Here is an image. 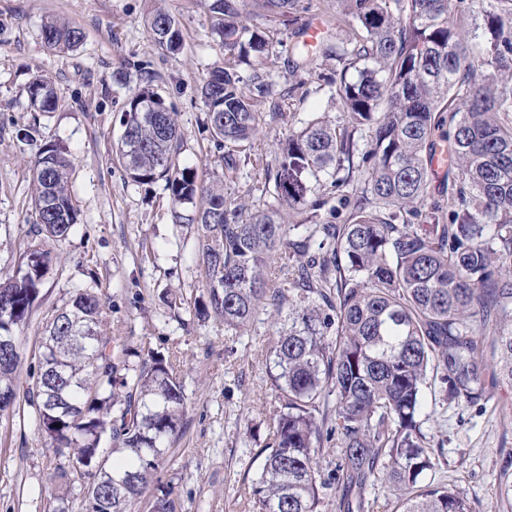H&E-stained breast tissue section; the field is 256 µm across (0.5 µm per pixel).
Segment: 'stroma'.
Returning a JSON list of instances; mask_svg holds the SVG:
<instances>
[{
  "instance_id": "stroma-1",
  "label": "stroma",
  "mask_w": 512,
  "mask_h": 512,
  "mask_svg": "<svg viewBox=\"0 0 512 512\" xmlns=\"http://www.w3.org/2000/svg\"><path fill=\"white\" fill-rule=\"evenodd\" d=\"M212 0H0V279L16 271L31 246L49 250L50 273L23 333L20 387L39 370L44 324L77 289H96L103 305L102 331L123 349L128 368L140 364L141 348L171 362L188 396L186 423L156 474L172 487L179 512H252L250 486L263 460L275 417L266 358L272 324L259 317L243 334L225 331L197 311L207 291L196 266L198 226L177 214L163 183L127 179L115 159L120 117L127 97L147 84L177 114L182 164L199 179L223 181L236 202L259 206L275 173L279 140L301 121L324 117L340 122L329 79L333 58L305 59L293 53L306 28L324 22L329 44L348 36L346 25L329 23L336 0H300L290 22L270 16L260 0H240L250 25L270 30L272 44L261 70L283 95L282 116L267 119L244 165L225 167L203 128L201 87L209 72L227 67L228 57L211 35ZM180 23L183 48L169 54L154 45L146 25L156 9ZM80 27L85 38L75 51L52 53L41 42L47 17ZM127 74L117 84L116 71ZM50 78L60 106L50 113L28 107L33 75ZM74 158L72 198L77 229L55 241L33 233L31 163L46 145ZM423 425L437 483L459 492L470 512H512L501 485L512 479V386H488L478 405L446 403L426 389ZM35 410L18 399L0 416V512H54L66 495L81 512L84 481L62 485L63 456L49 448L33 424Z\"/></svg>"
}]
</instances>
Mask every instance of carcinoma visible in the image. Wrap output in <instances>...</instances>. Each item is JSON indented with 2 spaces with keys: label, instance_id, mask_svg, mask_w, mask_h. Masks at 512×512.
I'll return each instance as SVG.
<instances>
[{
  "label": "carcinoma",
  "instance_id": "1",
  "mask_svg": "<svg viewBox=\"0 0 512 512\" xmlns=\"http://www.w3.org/2000/svg\"><path fill=\"white\" fill-rule=\"evenodd\" d=\"M352 37L322 48L341 66L336 125L316 118L280 141L272 200L248 210L180 165L176 113L148 87L133 92L120 124L116 158L135 183L162 181L174 205L200 203L196 259L208 288L203 313L241 333L262 314L278 400L270 442L252 481V512H319L320 490L343 495L337 512H364L378 481L395 512H469L464 498L429 479L434 463L422 431L423 394L475 405L486 364L477 337H491L512 383V0H337ZM286 17L299 0H262ZM474 21L472 35L460 23ZM209 29L224 50L261 64L269 37L250 27L239 0H212ZM154 43L182 47L178 21L158 9L147 19ZM51 52L72 51L81 28L60 18L41 30ZM355 76L348 77L349 72ZM205 130L215 149H236L259 131L273 85H250L226 68L203 83ZM35 112H54L52 82L27 88ZM369 139L360 143V134ZM361 156L354 163L355 156ZM73 163L50 145L35 160L36 233L62 240L75 228L69 184ZM347 177L340 178V170ZM360 195L339 201L349 222L316 220L352 181ZM448 189V206L428 203ZM303 216L290 224L288 212ZM53 257L33 248L0 283V334L21 342ZM101 301L79 288L49 335L28 399L35 425L66 461L84 462V512H130L184 425L187 395L174 367L146 351L133 373L102 336ZM20 353H0V388L18 397ZM334 424L326 426L329 401ZM60 427H55V424ZM336 440L335 467L320 470L322 445ZM112 463L99 465L100 444ZM170 487L157 486L153 512H176Z\"/></svg>",
  "mask_w": 512,
  "mask_h": 512
}]
</instances>
